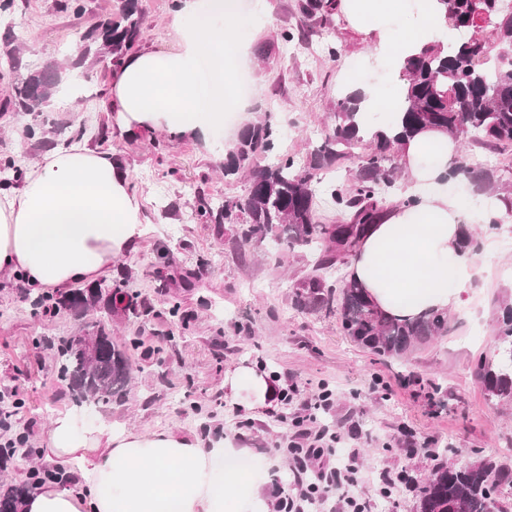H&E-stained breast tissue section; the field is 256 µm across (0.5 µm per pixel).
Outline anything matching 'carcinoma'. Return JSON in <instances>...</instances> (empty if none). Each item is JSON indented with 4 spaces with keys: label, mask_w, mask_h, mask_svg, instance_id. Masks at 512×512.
I'll return each mask as SVG.
<instances>
[{
    "label": "carcinoma",
    "mask_w": 512,
    "mask_h": 512,
    "mask_svg": "<svg viewBox=\"0 0 512 512\" xmlns=\"http://www.w3.org/2000/svg\"><path fill=\"white\" fill-rule=\"evenodd\" d=\"M448 27L466 38L448 45L443 56L428 46L407 57L403 74L407 81L397 131L381 129L371 134L368 152L347 186L326 183L336 162L351 155L363 140L360 99L345 93L333 105L334 126L325 130L309 157L300 159L280 148V130L267 115L245 125L233 146L224 153V176H246L241 196H226L218 204L197 194L196 215L206 224L237 226L235 245L276 243L289 249L305 247L314 253L312 273L293 284L292 303L311 312L338 310L344 333L360 348L380 357L402 358L413 349L448 334L449 317L425 313L412 320L389 317L377 310L356 285L333 279L328 271L346 263L397 188L401 171L394 147L404 144L425 128H437L448 136L500 148L512 147V60L490 70L481 62L487 42L473 37L484 28L499 44L512 45V10L504 0H441ZM297 12L305 19L333 23L335 0H299ZM144 25L140 0H120L115 16L74 32L79 59L112 57L118 65L137 44ZM21 39L7 34L3 56L9 68L19 70L6 104L32 117L23 129L30 141L55 147L52 129L39 117L58 94L67 71L53 63L22 69ZM3 183L19 184L23 165L11 155L0 156ZM448 176L460 178L479 190L506 189L493 171L476 168L458 156L448 166ZM330 205L335 220H318L320 204ZM127 281H103L49 298L28 294L34 309L56 313L64 308L83 318L90 311L112 312L123 306L138 318L146 310L125 291ZM492 355L480 360L477 377L489 398L512 402V305L500 307ZM46 349L59 362L60 379L72 402L82 405L125 399L130 384V364L123 343L112 337V325L96 324L81 336L48 338ZM36 473L7 487L0 486V512H19L22 496L35 488ZM512 483V471L480 461L464 467L441 466L425 480L419 498L420 512H502L497 492Z\"/></svg>",
    "instance_id": "carcinoma-1"
}]
</instances>
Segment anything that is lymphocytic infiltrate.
Wrapping results in <instances>:
<instances>
[{
    "mask_svg": "<svg viewBox=\"0 0 512 512\" xmlns=\"http://www.w3.org/2000/svg\"><path fill=\"white\" fill-rule=\"evenodd\" d=\"M334 408L332 391L322 385L303 413L291 418L292 433L280 448L288 460V479L272 485L277 512H372L360 485L377 479L388 498L399 486L415 483L414 472L404 467L376 475L366 470L360 461L361 424L330 423Z\"/></svg>",
    "mask_w": 512,
    "mask_h": 512,
    "instance_id": "f902f5d3",
    "label": "lymphocytic infiltrate"
}]
</instances>
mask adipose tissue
I'll list each match as a JSON object with an SVG mask.
<instances>
[{
  "mask_svg": "<svg viewBox=\"0 0 512 512\" xmlns=\"http://www.w3.org/2000/svg\"><path fill=\"white\" fill-rule=\"evenodd\" d=\"M338 9L371 46V69L386 80L358 83L363 113L393 116L402 102L406 56L447 47L440 0H338ZM170 27L173 49L125 57L112 73L109 120L124 133L163 126L205 131L241 109L235 70L244 20L223 0H183ZM456 141L435 129L404 147L413 205L395 204L359 244L347 278L389 316L458 311L480 274L476 256L461 252L473 219L512 223V197L483 206L444 174ZM149 233L136 193L111 152L60 145L30 166L21 188L0 191V272L22 275L36 289L65 290L112 276L115 258L136 254ZM226 399L252 414L275 396L265 375L239 365L224 377ZM47 458L75 470L71 485L49 483L23 497V512H268L269 500L242 468L243 449L217 440L203 447L172 430L142 435L108 424L81 427L58 415L43 438Z\"/></svg>",
  "mask_w": 512,
  "mask_h": 512,
  "instance_id": "ef3b65f1",
  "label": "adipose tissue"
}]
</instances>
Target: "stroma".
<instances>
[{"label":"stroma","mask_w":512,"mask_h":512,"mask_svg":"<svg viewBox=\"0 0 512 512\" xmlns=\"http://www.w3.org/2000/svg\"><path fill=\"white\" fill-rule=\"evenodd\" d=\"M297 0H238L236 10L247 20L248 61L238 68L247 80L246 111L232 115L229 127L209 138L178 134L166 152L153 143L158 134L129 136L112 130L107 150L119 158L140 198L143 215L158 231L132 256L115 261L113 279L125 278L150 312L140 318L112 313V332L127 342L132 380L123 402L74 408L57 379L53 355L44 351V337L79 335L81 321L72 315L33 311L21 297L20 284L0 279V394L11 393L23 406L13 414L16 432L28 438V450L16 451L10 468L0 471V483L25 478L30 468L46 467L38 451L40 434L59 412L76 410L83 426L105 423L151 434L174 429L196 437L206 427L219 439L237 443L247 438L250 471L265 485L288 476V462L275 451L289 429L286 423L325 382L336 397V421L358 419L366 434L365 466L380 470L406 466L426 479L438 463L467 465L490 459L512 469V403L488 400L474 374L479 358L489 355L501 303L512 304V224L489 228L471 225L475 253L486 270L464 295L463 309L451 316L448 335L417 348L404 359H382L361 349L344 335L337 313L297 309L291 286L312 270L308 249L271 252L268 245L238 254L232 226L216 230L199 223L194 193L213 199L243 195L244 179H226L217 166L248 122L272 114L282 132L284 151L307 157L322 131L334 122L332 105L347 84L369 78L368 47L342 15H334L337 59L317 51L320 26L303 19ZM52 0H18L25 20L24 40L36 46L38 63L74 59L73 33L115 12L117 0H83L85 12L76 17L58 13ZM179 0H141L144 26L139 48H169L175 39L168 23ZM309 30L306 44L284 46L286 30ZM267 46V56L257 54ZM81 71L94 82L80 96L55 99L46 113L56 140L66 139L73 126L85 124L84 141L98 148L96 134L106 115L112 66L109 59L86 60ZM171 253L166 268L158 257ZM178 301L189 317L179 328L167 313ZM245 363L259 372L279 376L282 386L297 385L290 404L247 417L224 399V375ZM253 426L239 430L240 421ZM433 437L432 456L408 457L401 448L383 450L384 442L403 427Z\"/></svg>","instance_id":"obj_1"}]
</instances>
